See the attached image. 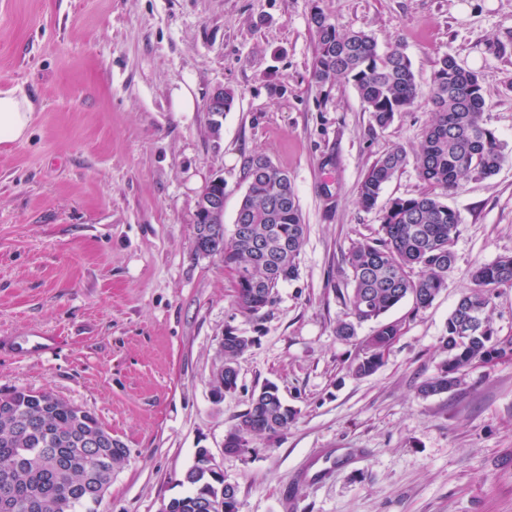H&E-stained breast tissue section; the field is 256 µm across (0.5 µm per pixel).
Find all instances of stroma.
<instances>
[{"instance_id": "obj_1", "label": "stroma", "mask_w": 512, "mask_h": 512, "mask_svg": "<svg viewBox=\"0 0 512 512\" xmlns=\"http://www.w3.org/2000/svg\"><path fill=\"white\" fill-rule=\"evenodd\" d=\"M315 9L400 48L422 92L439 56L477 71L509 154L449 194L462 224L447 286L389 312L402 333L364 378L349 366L370 324L336 334L343 255L378 229L357 186L392 146L416 148L431 106L379 130L351 84L316 85ZM219 86L236 100L215 136ZM0 94L33 106L26 138L0 145V390L52 391L124 445L97 512H158L184 494L197 449L221 454L268 381L297 418L224 456L239 512H512V352L419 393L472 268L512 254V0H0ZM255 153L287 172L307 234L296 278L248 317L223 258L196 253L194 212L222 177L232 230ZM229 328L256 342L217 401ZM39 334L57 337L54 353H16ZM221 90L223 91L224 112H230L236 99L235 91L227 87H217L210 96L207 108L208 112H210L211 116L213 117L211 119L210 128L214 135H219L222 128V123L219 121V115L213 114L216 113L213 112V106L217 103V101H219V93Z\"/></svg>"}]
</instances>
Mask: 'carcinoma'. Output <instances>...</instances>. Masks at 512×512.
Here are the masks:
<instances>
[{"instance_id": "1", "label": "carcinoma", "mask_w": 512, "mask_h": 512, "mask_svg": "<svg viewBox=\"0 0 512 512\" xmlns=\"http://www.w3.org/2000/svg\"><path fill=\"white\" fill-rule=\"evenodd\" d=\"M310 25L317 43L315 83H351L373 126L382 130L415 106L420 90L403 51H381L369 31L343 27L317 9L311 12ZM429 103L432 116L413 154L393 147L376 158L357 187L358 204L374 209L411 157L428 185L418 195L390 199L379 211L377 237L357 240L344 256L350 288L338 291L346 318L337 323L336 334L351 339L358 326L375 323L361 342L362 356L350 366L356 377L377 371L386 349L402 333V323L386 320L387 313L406 299L417 309L426 308L447 286L455 261L452 245L462 224L460 213L448 205V193L495 174L507 159L504 146L483 120L479 73L448 54L438 58ZM244 175L248 188L231 233L222 224L212 225V230L224 239V267L234 274L239 311L253 317L272 304L281 283L296 277L306 224L287 172L257 153L246 160ZM471 277L474 287L462 292L448 317L442 340L447 358L420 386L424 397L450 390L458 374L485 362V356L512 351V338L493 339L496 331L489 319L496 289L512 288V255L476 265ZM254 344L233 329L224 333V382H215V389L237 386L236 359ZM295 418L296 411L279 395L257 391L225 440L233 448L242 439L249 448L257 436L284 434ZM118 451L125 448L93 413L64 398L50 391L1 392L0 484L13 485L24 503L0 497V512H95L101 490L112 484V470H92L88 460L100 454L110 458ZM182 484L188 491L169 499L170 512H219L210 507L221 496L224 512H238L237 489L221 490L223 478L199 476L190 467Z\"/></svg>"}]
</instances>
